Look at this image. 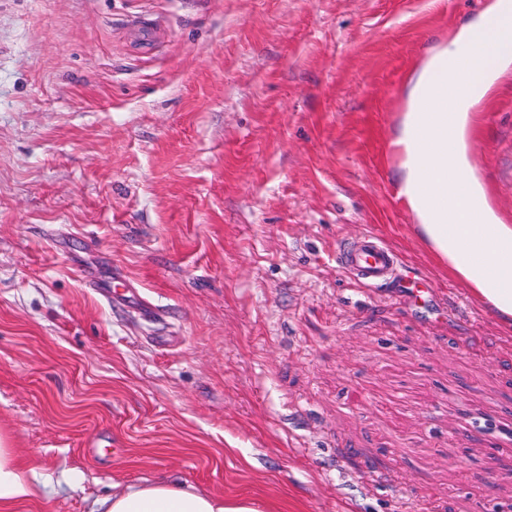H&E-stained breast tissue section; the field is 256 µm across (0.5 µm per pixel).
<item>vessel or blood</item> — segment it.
<instances>
[{
    "instance_id": "vessel-or-blood-1",
    "label": "vessel or blood",
    "mask_w": 512,
    "mask_h": 512,
    "mask_svg": "<svg viewBox=\"0 0 512 512\" xmlns=\"http://www.w3.org/2000/svg\"><path fill=\"white\" fill-rule=\"evenodd\" d=\"M340 268L370 289H382L394 281L402 266L398 252L378 235L368 232L336 254Z\"/></svg>"
}]
</instances>
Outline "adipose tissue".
I'll return each instance as SVG.
<instances>
[{"label":"adipose tissue","instance_id":"adipose-tissue-1","mask_svg":"<svg viewBox=\"0 0 512 512\" xmlns=\"http://www.w3.org/2000/svg\"><path fill=\"white\" fill-rule=\"evenodd\" d=\"M470 66L456 100L448 98V76L459 57ZM512 59V0H495L448 45L414 71L407 106L394 145L399 157L400 193L418 217L416 234L445 262L450 276L476 300L512 324V225L499 221L480 184L456 218L448 216V177L465 168L470 110L486 95L490 60ZM458 113L448 126V108ZM40 486L8 437L0 435V512H15ZM92 512H265L248 497H218L177 481L132 484L97 500Z\"/></svg>","mask_w":512,"mask_h":512}]
</instances>
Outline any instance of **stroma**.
<instances>
[{
    "label": "stroma",
    "instance_id": "obj_1",
    "mask_svg": "<svg viewBox=\"0 0 512 512\" xmlns=\"http://www.w3.org/2000/svg\"><path fill=\"white\" fill-rule=\"evenodd\" d=\"M492 2L0 0V432L44 483L20 512L161 479L512 507V326L414 233L392 144L410 75ZM468 153L512 224V61ZM367 232L424 300L338 268Z\"/></svg>",
    "mask_w": 512,
    "mask_h": 512
}]
</instances>
